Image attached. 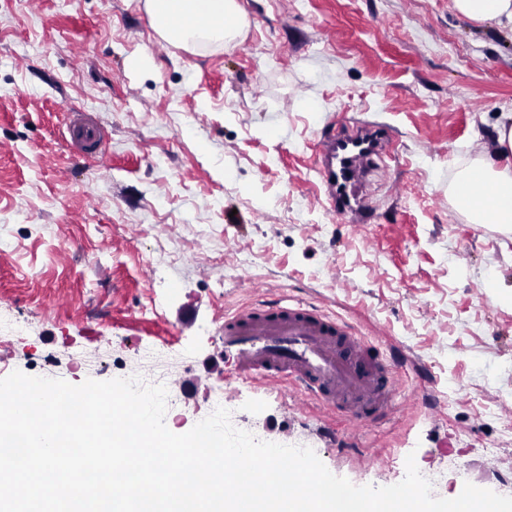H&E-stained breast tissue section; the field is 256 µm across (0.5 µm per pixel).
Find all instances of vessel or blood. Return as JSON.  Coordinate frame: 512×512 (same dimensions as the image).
<instances>
[{"label": "vessel or blood", "mask_w": 512, "mask_h": 512, "mask_svg": "<svg viewBox=\"0 0 512 512\" xmlns=\"http://www.w3.org/2000/svg\"><path fill=\"white\" fill-rule=\"evenodd\" d=\"M315 144L314 170L331 216L364 228L371 213L362 200L367 176L390 143L386 129L331 121ZM73 146L98 152L102 131L89 117L71 113ZM224 354L240 375L271 386L289 383L300 401H315L352 426L378 425L394 415L398 398H411L396 364L375 340L356 335L342 319L306 301L259 299L225 314Z\"/></svg>", "instance_id": "b4317fda"}]
</instances>
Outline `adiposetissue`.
I'll use <instances>...</instances> for the list:
<instances>
[{
    "instance_id": "adipose-tissue-1",
    "label": "adipose tissue",
    "mask_w": 512,
    "mask_h": 512,
    "mask_svg": "<svg viewBox=\"0 0 512 512\" xmlns=\"http://www.w3.org/2000/svg\"><path fill=\"white\" fill-rule=\"evenodd\" d=\"M471 21L496 22L512 30V0H454ZM154 27L174 44L193 51L220 50L237 35L235 0H150ZM497 148L482 164L464 172L454 193L472 223L512 225V113H502L496 128ZM490 196L481 206L473 199L481 190Z\"/></svg>"
}]
</instances>
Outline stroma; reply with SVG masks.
<instances>
[{
	"mask_svg": "<svg viewBox=\"0 0 512 512\" xmlns=\"http://www.w3.org/2000/svg\"><path fill=\"white\" fill-rule=\"evenodd\" d=\"M224 49H158L146 0H0V378L162 385L181 434L212 412L311 448L357 486L403 463L512 496V230L453 196L512 111V34L453 0H236ZM93 114L107 158L78 155L63 111ZM388 127L365 234L330 218L312 146L329 119ZM382 341L424 397L349 432L290 388L224 361V312L257 286Z\"/></svg>",
	"mask_w": 512,
	"mask_h": 512,
	"instance_id": "stroma-1",
	"label": "stroma"
}]
</instances>
